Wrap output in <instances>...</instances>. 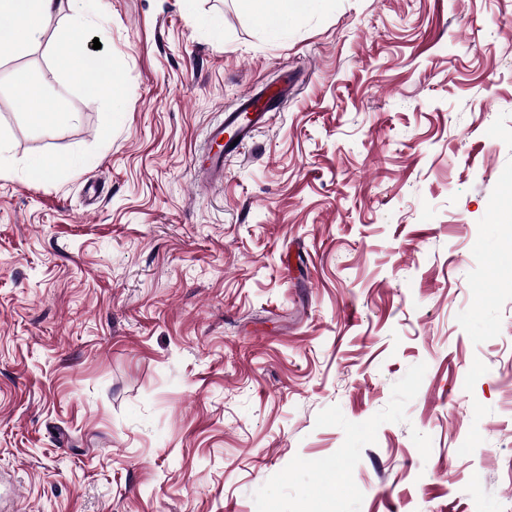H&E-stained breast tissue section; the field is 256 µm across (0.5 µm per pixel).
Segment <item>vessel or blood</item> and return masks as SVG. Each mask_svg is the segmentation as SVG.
<instances>
[{
    "instance_id": "b4317fda",
    "label": "vessel or blood",
    "mask_w": 512,
    "mask_h": 512,
    "mask_svg": "<svg viewBox=\"0 0 512 512\" xmlns=\"http://www.w3.org/2000/svg\"><path fill=\"white\" fill-rule=\"evenodd\" d=\"M287 98L284 87L269 95L251 91L241 95L237 108L225 113L223 121L209 131L206 152L199 160V176L205 185L223 183L228 159L239 154L241 144L251 140Z\"/></svg>"
}]
</instances>
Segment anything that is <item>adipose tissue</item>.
<instances>
[{
    "label": "adipose tissue",
    "mask_w": 512,
    "mask_h": 512,
    "mask_svg": "<svg viewBox=\"0 0 512 512\" xmlns=\"http://www.w3.org/2000/svg\"><path fill=\"white\" fill-rule=\"evenodd\" d=\"M58 12L57 0H0V17L8 26H0V47L14 50L39 41ZM72 81L79 83L93 100L108 98L121 105V88L110 66L88 59L83 51L82 32L73 30L62 55Z\"/></svg>",
    "instance_id": "obj_1"
}]
</instances>
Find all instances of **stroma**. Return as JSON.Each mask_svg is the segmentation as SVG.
I'll use <instances>...</instances> for the list:
<instances>
[{
  "instance_id": "stroma-1",
  "label": "stroma",
  "mask_w": 512,
  "mask_h": 512,
  "mask_svg": "<svg viewBox=\"0 0 512 512\" xmlns=\"http://www.w3.org/2000/svg\"><path fill=\"white\" fill-rule=\"evenodd\" d=\"M0 140V512H512V0H86L0 55ZM245 7L257 15L269 16L274 19L288 18V5L291 0H241ZM72 81L79 83L93 100L112 98L113 105L122 104L121 88L112 69L105 63L88 59L83 51L82 31L75 28L66 42L62 55ZM288 99V86L270 95L248 91L240 96L237 108L226 112L224 121L212 127L208 134L206 151L199 159V176L208 186L224 182V165L236 156L255 132L266 125L270 112H277ZM239 141L233 147L230 144ZM22 96L29 111L28 114L37 125L49 126L54 123L55 113L50 112L49 106L38 91L25 89ZM66 161L54 153L47 152L33 159L28 167L30 178L45 179L54 174Z\"/></svg>"
}]
</instances>
